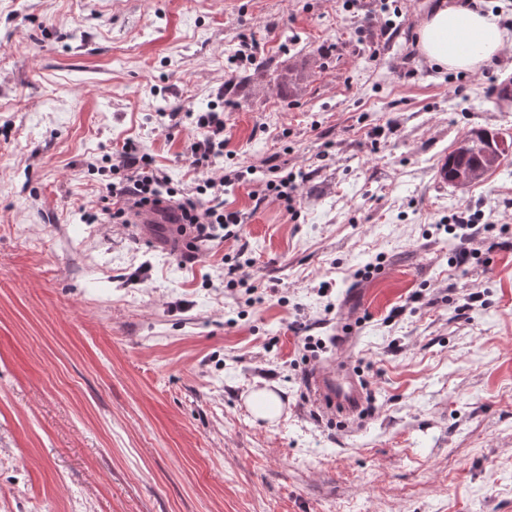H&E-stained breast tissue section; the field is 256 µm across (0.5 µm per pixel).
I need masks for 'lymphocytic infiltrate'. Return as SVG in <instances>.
<instances>
[{"mask_svg": "<svg viewBox=\"0 0 512 512\" xmlns=\"http://www.w3.org/2000/svg\"><path fill=\"white\" fill-rule=\"evenodd\" d=\"M167 119L177 127L191 124L196 132L187 157L190 168L199 176L196 186L188 193L176 191L152 156L130 139L109 165L110 172L118 174L119 179L106 183L102 213L124 224L131 211L166 203L177 210L181 229L189 231L194 241L212 240L220 233L234 236L242 218L239 212L225 208L224 191L236 176L229 172L218 178L209 175L224 156L223 111L214 108L196 116L171 112Z\"/></svg>", "mask_w": 512, "mask_h": 512, "instance_id": "lymphocytic-infiltrate-1", "label": "lymphocytic infiltrate"}]
</instances>
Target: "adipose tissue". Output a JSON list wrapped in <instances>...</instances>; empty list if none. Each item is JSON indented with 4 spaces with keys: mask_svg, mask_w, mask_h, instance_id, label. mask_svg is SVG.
Listing matches in <instances>:
<instances>
[{
    "mask_svg": "<svg viewBox=\"0 0 512 512\" xmlns=\"http://www.w3.org/2000/svg\"><path fill=\"white\" fill-rule=\"evenodd\" d=\"M512 34L465 0H435L418 28L420 52L439 67L475 71L492 65Z\"/></svg>",
    "mask_w": 512,
    "mask_h": 512,
    "instance_id": "ef3b65f1",
    "label": "adipose tissue"
}]
</instances>
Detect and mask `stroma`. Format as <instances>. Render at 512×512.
<instances>
[{
	"mask_svg": "<svg viewBox=\"0 0 512 512\" xmlns=\"http://www.w3.org/2000/svg\"><path fill=\"white\" fill-rule=\"evenodd\" d=\"M359 4L0 0V512H512V150L436 177L468 131L512 138V46L448 71L416 46L428 0L385 38ZM214 107L213 176L255 171L224 193L237 236L191 262L170 225L85 223L88 162L127 140L191 187L158 115ZM330 364L358 416L314 405ZM251 409L257 418L264 420L275 419L281 411L278 396L271 391H258L250 398Z\"/></svg>",
	"mask_w": 512,
	"mask_h": 512,
	"instance_id": "35a3bbf8",
	"label": "stroma"
}]
</instances>
